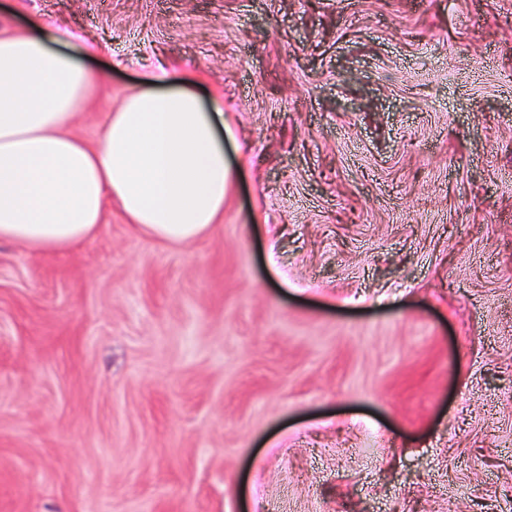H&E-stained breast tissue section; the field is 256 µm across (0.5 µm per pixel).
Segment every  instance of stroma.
I'll return each mask as SVG.
<instances>
[{
  "mask_svg": "<svg viewBox=\"0 0 512 512\" xmlns=\"http://www.w3.org/2000/svg\"><path fill=\"white\" fill-rule=\"evenodd\" d=\"M220 95L188 245L0 242V512H512V0H0Z\"/></svg>",
  "mask_w": 512,
  "mask_h": 512,
  "instance_id": "stroma-1",
  "label": "stroma"
}]
</instances>
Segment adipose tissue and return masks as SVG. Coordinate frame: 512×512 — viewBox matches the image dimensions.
<instances>
[{"instance_id":"ef3b65f1","label":"adipose tissue","mask_w":512,"mask_h":512,"mask_svg":"<svg viewBox=\"0 0 512 512\" xmlns=\"http://www.w3.org/2000/svg\"><path fill=\"white\" fill-rule=\"evenodd\" d=\"M42 18L0 35V241L70 251L95 234L109 204L129 223L189 244L212 229L237 174L228 162L224 103L145 75L95 143L68 124L96 75Z\"/></svg>"}]
</instances>
